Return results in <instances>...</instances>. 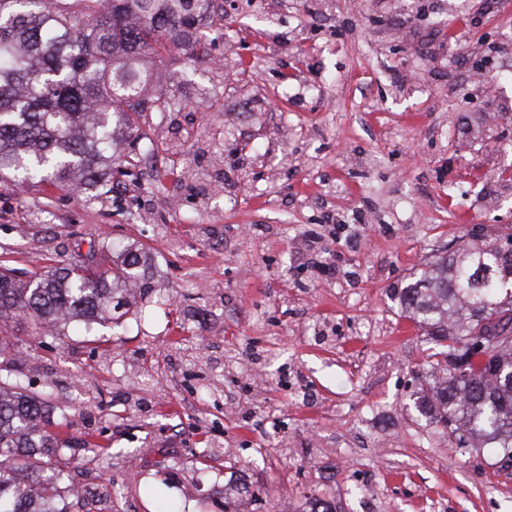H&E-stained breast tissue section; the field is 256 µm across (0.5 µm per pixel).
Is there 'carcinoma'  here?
Wrapping results in <instances>:
<instances>
[{
	"label": "carcinoma",
	"mask_w": 512,
	"mask_h": 512,
	"mask_svg": "<svg viewBox=\"0 0 512 512\" xmlns=\"http://www.w3.org/2000/svg\"><path fill=\"white\" fill-rule=\"evenodd\" d=\"M0 0V179L97 199L112 175L137 166L119 141L143 137L138 119L166 107L147 59L171 44L199 58L214 0ZM112 244L92 242L75 262L24 283L0 267V321L25 314L46 333L80 320L111 323L141 258L116 271ZM401 315L431 344V373L413 393L419 414L512 461V339L486 355L484 336L512 334V231L497 243L471 238L393 291ZM48 392L29 391L0 365V512H68L46 495L62 482L69 441L54 429Z\"/></svg>",
	"instance_id": "carcinoma-1"
}]
</instances>
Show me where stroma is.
I'll list each match as a JSON object with an SVG mask.
<instances>
[{
  "mask_svg": "<svg viewBox=\"0 0 512 512\" xmlns=\"http://www.w3.org/2000/svg\"><path fill=\"white\" fill-rule=\"evenodd\" d=\"M207 54L155 61L140 165L97 200L0 180L20 279L106 238L143 252L116 329L20 315L21 380L53 382L76 512H512V461L456 448L411 399L427 345L390 289L512 227V0H216ZM195 496L185 497V485Z\"/></svg>",
  "mask_w": 512,
  "mask_h": 512,
  "instance_id": "obj_1",
  "label": "stroma"
}]
</instances>
